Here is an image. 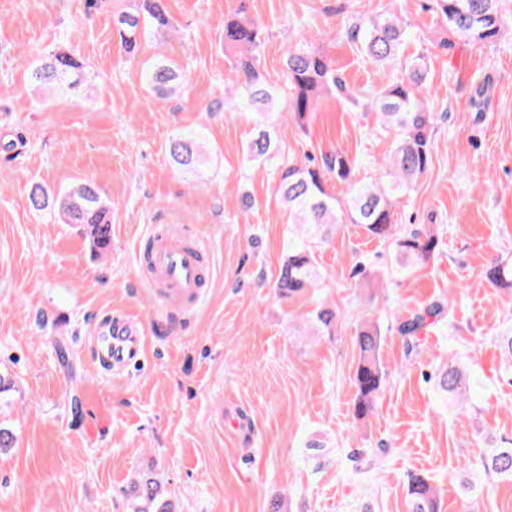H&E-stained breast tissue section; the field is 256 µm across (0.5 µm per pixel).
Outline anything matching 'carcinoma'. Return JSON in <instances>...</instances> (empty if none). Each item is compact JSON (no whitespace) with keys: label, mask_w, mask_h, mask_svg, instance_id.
<instances>
[{"label":"carcinoma","mask_w":512,"mask_h":512,"mask_svg":"<svg viewBox=\"0 0 512 512\" xmlns=\"http://www.w3.org/2000/svg\"><path fill=\"white\" fill-rule=\"evenodd\" d=\"M433 10L444 25L447 37L441 47L448 51L461 41L473 46L494 43L503 33L499 0H433ZM114 31L124 55L138 56L142 42L152 27L172 28L165 0H138L133 10L118 14ZM350 38L361 52L376 64L393 63L402 55L407 40V25L393 11L383 10L350 27ZM262 30L259 24L241 13L224 18V49L235 53V80H243V103L259 106L264 112L272 96L262 86L258 74ZM290 97L288 120L305 127L319 100L325 96L342 97L358 103L343 79L336 75L330 59L321 51L305 45L301 39L288 50L285 62ZM85 65L66 52L50 53L37 58L29 66V78L37 88L54 86L75 92L85 81ZM427 67L424 57L405 60L403 74L371 98L379 112L382 127L395 134V143L381 163L380 177L361 183L355 176V162L339 150L323 153L311 165H290L282 172L276 200L288 223L294 226L288 238V256L275 281L277 295L293 299L319 280L315 259L318 245L330 239L342 224H358L375 238L396 240V259L403 269L423 267L434 258L441 241L426 228H411L396 236L392 224L393 208L415 190L418 180L432 162V130L434 114L429 109ZM146 83L151 91L168 97L179 88L177 65L161 57L147 64ZM168 152L180 166L189 170L203 163L204 146L194 137H175L169 141ZM251 161H270L278 155V146L266 129H260L246 146ZM345 186L341 197L328 189V180ZM29 202L36 210L56 212L64 224L83 228L93 251H106L112 240V204L101 196L95 185L81 182L57 193L35 183L29 192ZM494 287L512 294V266L505 261L494 262L486 272ZM454 289H448V303L434 302L421 309L412 319L400 324L404 337L416 338L424 327L441 320L445 309L453 308ZM337 311L327 302H317L307 320L317 329L331 328L337 321ZM358 363L353 375L356 399L353 414L358 420L368 418L375 409L388 372L382 365L379 351L381 335L378 327L366 321L356 337ZM440 388L456 401L465 398V373L448 365L438 377ZM483 474L512 480V447L490 448L481 456ZM409 512H439V500L429 479L417 473L408 475ZM171 504L163 499L160 481L152 472H139L131 485V512H169Z\"/></svg>","instance_id":"obj_1"}]
</instances>
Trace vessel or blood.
<instances>
[{
    "instance_id": "b4317fda",
    "label": "vessel or blood",
    "mask_w": 512,
    "mask_h": 512,
    "mask_svg": "<svg viewBox=\"0 0 512 512\" xmlns=\"http://www.w3.org/2000/svg\"><path fill=\"white\" fill-rule=\"evenodd\" d=\"M152 244L146 263L161 286L159 297L164 311H186L203 298L204 253L189 245L182 234L164 227L151 232ZM146 332L134 316H114L102 322L93 338L92 349L105 371L125 369L146 353Z\"/></svg>"
}]
</instances>
